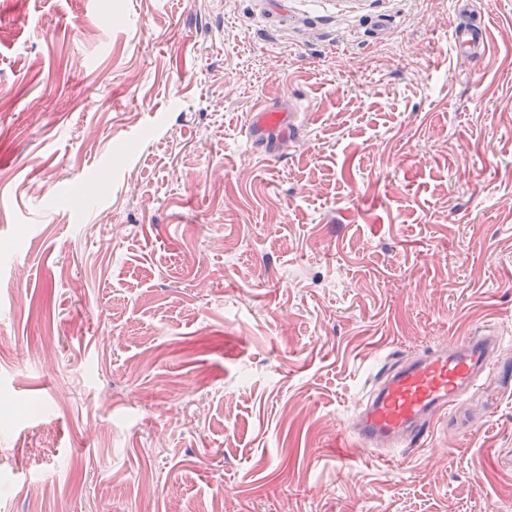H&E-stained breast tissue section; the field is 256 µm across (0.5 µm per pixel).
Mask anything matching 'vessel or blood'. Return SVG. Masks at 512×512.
<instances>
[{"label": "vessel or blood", "mask_w": 512, "mask_h": 512, "mask_svg": "<svg viewBox=\"0 0 512 512\" xmlns=\"http://www.w3.org/2000/svg\"><path fill=\"white\" fill-rule=\"evenodd\" d=\"M461 23L452 31L455 48L478 57L484 54L485 23H468L470 0H457ZM297 115L266 101L257 102L249 115L247 134L252 145L268 146L288 138ZM497 337L483 333L459 336L411 353L379 377L347 433L352 458L371 450L419 446L438 419L460 397L473 389L483 372L494 367Z\"/></svg>", "instance_id": "vessel-or-blood-1"}]
</instances>
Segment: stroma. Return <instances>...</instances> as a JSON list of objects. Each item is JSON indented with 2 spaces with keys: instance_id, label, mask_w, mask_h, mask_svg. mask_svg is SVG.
<instances>
[{
  "instance_id": "1",
  "label": "stroma",
  "mask_w": 512,
  "mask_h": 512,
  "mask_svg": "<svg viewBox=\"0 0 512 512\" xmlns=\"http://www.w3.org/2000/svg\"><path fill=\"white\" fill-rule=\"evenodd\" d=\"M0 0V512H512V0ZM299 112L278 155L257 100ZM498 362L350 461L382 365ZM452 40L456 49L465 50L469 55L480 57L484 54L488 32L486 25L481 22L477 24L461 22L452 31Z\"/></svg>"
}]
</instances>
